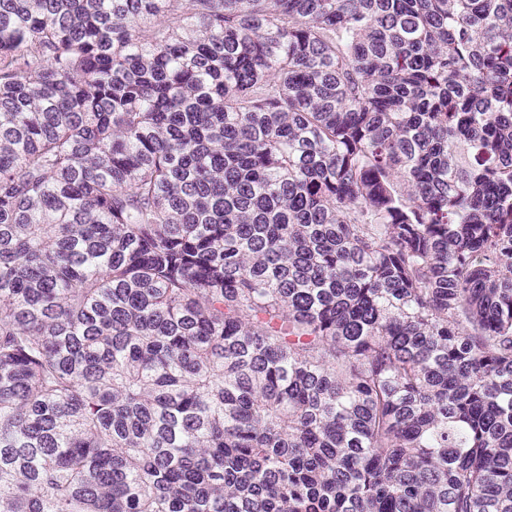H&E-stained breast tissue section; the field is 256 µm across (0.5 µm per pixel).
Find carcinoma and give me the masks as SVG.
Returning <instances> with one entry per match:
<instances>
[{
    "label": "carcinoma",
    "mask_w": 512,
    "mask_h": 512,
    "mask_svg": "<svg viewBox=\"0 0 512 512\" xmlns=\"http://www.w3.org/2000/svg\"><path fill=\"white\" fill-rule=\"evenodd\" d=\"M0 512H512V0H0Z\"/></svg>",
    "instance_id": "carcinoma-1"
}]
</instances>
